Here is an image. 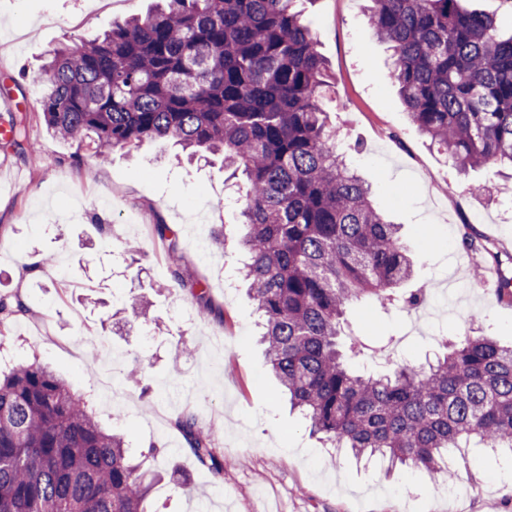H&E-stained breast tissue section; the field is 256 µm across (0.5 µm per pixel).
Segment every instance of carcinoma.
<instances>
[{"label":"carcinoma","instance_id":"1","mask_svg":"<svg viewBox=\"0 0 512 512\" xmlns=\"http://www.w3.org/2000/svg\"><path fill=\"white\" fill-rule=\"evenodd\" d=\"M102 37L61 47L30 75L58 137L99 162L167 140L222 157L246 192L247 293L267 362L310 433L355 458L449 470L472 445L512 453V346L450 341L433 363L383 375L350 362L371 350L340 341L358 301L416 307L401 227L373 206L322 104L328 65L298 0H161ZM368 27L393 50L388 79L410 121L460 172L512 166V36L460 0H369ZM10 139H28L25 114ZM30 308L0 293L9 320ZM175 427L217 479L223 467L192 414ZM153 478L99 424L68 382L37 362L0 368V512H148Z\"/></svg>","mask_w":512,"mask_h":512}]
</instances>
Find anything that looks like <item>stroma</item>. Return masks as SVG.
Instances as JSON below:
<instances>
[{
    "label": "stroma",
    "instance_id": "35a3bbf8",
    "mask_svg": "<svg viewBox=\"0 0 512 512\" xmlns=\"http://www.w3.org/2000/svg\"><path fill=\"white\" fill-rule=\"evenodd\" d=\"M155 0H0V120L32 110L39 90L28 73L62 45L94 39L113 24L145 13ZM366 0H305L306 20L329 67L324 106L346 146L349 163L372 186L374 206L401 225L415 263L412 287L428 288L418 312L356 302L345 332L390 340L397 361L423 364L466 331L512 344V302L484 295L472 270L481 251L461 244L466 226L497 253L512 277V203L485 171L458 172L411 124L397 88L385 78L391 51L368 28ZM35 162L0 142V292H15L28 315L11 324L6 346L18 363L52 366L74 389L93 396L98 378L117 374L123 416L100 402L104 426L123 435L129 455L158 480L149 512H512V492L499 474L512 458L469 449L445 491L426 473L356 462L311 436L305 420L279 393L257 313L240 279L241 236L236 187L220 159L188 162L164 141L115 152L96 163L90 149L57 138L42 120L29 124ZM224 198V211L212 207ZM108 219L103 241L93 212ZM177 230L188 277L205 288L222 318H200L191 288L174 286L167 244L156 219ZM225 225L216 248L194 225ZM51 254L67 268L25 272L27 257ZM141 382L128 381L133 369ZM214 434L222 479L200 466L174 421L183 413ZM159 453L149 456V443ZM483 482H475L474 472ZM189 491L174 488L172 473Z\"/></svg>",
    "mask_w": 512,
    "mask_h": 512
}]
</instances>
